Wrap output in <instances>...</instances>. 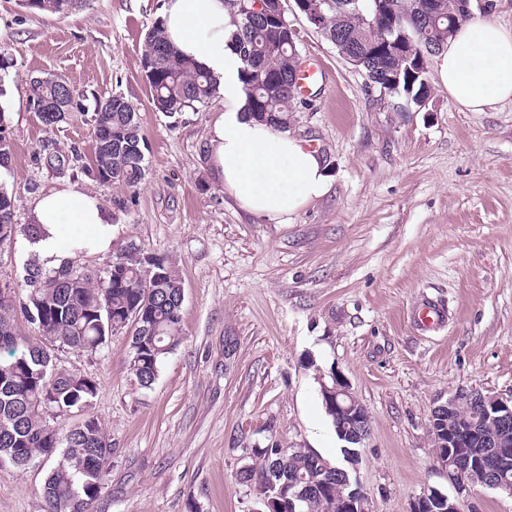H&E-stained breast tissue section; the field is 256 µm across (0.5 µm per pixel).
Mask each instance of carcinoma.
<instances>
[{"instance_id": "carcinoma-1", "label": "carcinoma", "mask_w": 512, "mask_h": 512, "mask_svg": "<svg viewBox=\"0 0 512 512\" xmlns=\"http://www.w3.org/2000/svg\"><path fill=\"white\" fill-rule=\"evenodd\" d=\"M323 5L324 38L336 49L362 61L360 69L374 83L388 74L394 78L396 95L409 105L431 92L426 69H405L399 57L386 54L381 44L409 34L410 48L431 56L440 50V30L418 14L419 0H393L396 17H382L375 25L374 0H331ZM240 57L243 91L249 111L273 125L288 128V113L296 97L288 33L267 27L254 19L237 21L232 35ZM142 64L153 72L149 78L154 107L160 112H181L209 103L216 94L217 80L205 69L179 56L164 36L162 25L146 36ZM29 100L41 102L65 96L75 101L74 90L62 89L44 77L29 79ZM95 154L110 150L112 178L97 177L103 184L136 188L144 179L145 138L133 104L120 94L97 104ZM157 277L143 271V254L137 248L112 260L98 274L65 262L48 268L31 257L24 264L25 301L0 300V461L23 465L41 458L51 462L43 486L46 512H92L111 464L112 442L98 418L86 414L98 393L95 380L56 368L54 352L71 348L97 352L112 334L110 321H122L138 313L131 337V369L139 384L155 381L162 359L181 342L184 295L182 281L173 267L158 260ZM23 314L37 332L21 333L16 316ZM84 414L64 430L48 420ZM476 425L487 433L498 431L497 422L484 417L476 403H463L439 416L429 427ZM257 461L240 473L259 492L262 512H290L288 500L298 488L290 482L307 475L311 486L296 502V512H337L341 497L349 494L351 476L306 448H282L273 441L252 449Z\"/></svg>"}]
</instances>
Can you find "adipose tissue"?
<instances>
[{"instance_id": "obj_1", "label": "adipose tissue", "mask_w": 512, "mask_h": 512, "mask_svg": "<svg viewBox=\"0 0 512 512\" xmlns=\"http://www.w3.org/2000/svg\"><path fill=\"white\" fill-rule=\"evenodd\" d=\"M163 23L179 53L219 82L222 110L213 125L209 156L216 181L245 212L291 223L305 205L328 193L332 179L317 151L248 114L241 62L231 46L236 22L224 0H166ZM437 77L449 98L470 112L512 101V32L490 21L464 23L440 51ZM31 220L40 230L28 240L27 251L45 266L112 247L110 217L96 197L78 186L41 195Z\"/></svg>"}]
</instances>
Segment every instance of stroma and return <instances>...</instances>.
<instances>
[{"mask_svg":"<svg viewBox=\"0 0 512 512\" xmlns=\"http://www.w3.org/2000/svg\"><path fill=\"white\" fill-rule=\"evenodd\" d=\"M164 0H85L66 15L0 0V106L14 138L4 178L15 222L33 200L76 184L112 217L110 252L76 254L106 267L129 247L175 265L184 287L182 340L141 387L131 337L112 333L94 354L55 353L59 369L98 385L93 412L112 441L94 512H255L239 473L252 449L278 441L342 463L320 381L344 377L370 417L356 476L370 512H409L436 488L462 512H512V495L457 493L433 459V409L462 389L512 397V102L467 112L429 59L425 109L396 111L298 11L288 19L306 63L323 80L288 116V129L322 155L329 193L292 223L242 211L212 181L208 157L218 101L167 116L142 70L147 33ZM65 76L77 105L47 129L26 83ZM121 94L146 139L135 190L88 171L95 102ZM78 151L60 175L41 155ZM125 199L117 207L116 199ZM26 236L0 245V283L24 299ZM437 300L447 327L427 334L411 307ZM50 470L39 459L0 463V512H43Z\"/></svg>","mask_w":512,"mask_h":512,"instance_id":"1","label":"stroma"}]
</instances>
